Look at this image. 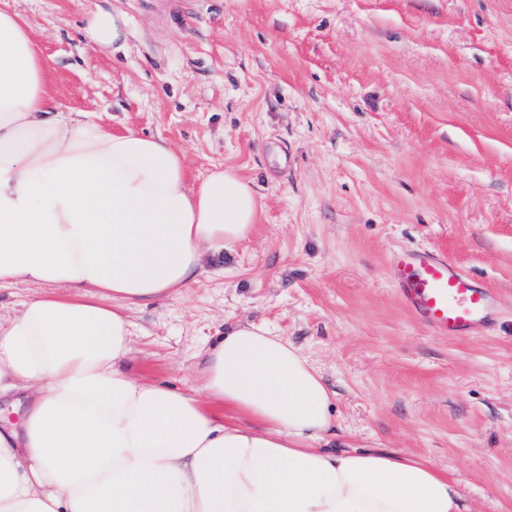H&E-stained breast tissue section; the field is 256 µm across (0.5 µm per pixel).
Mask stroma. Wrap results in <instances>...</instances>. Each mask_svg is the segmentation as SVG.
Listing matches in <instances>:
<instances>
[{
    "label": "stroma",
    "mask_w": 512,
    "mask_h": 512,
    "mask_svg": "<svg viewBox=\"0 0 512 512\" xmlns=\"http://www.w3.org/2000/svg\"><path fill=\"white\" fill-rule=\"evenodd\" d=\"M126 38L86 46L97 6ZM62 109L159 135L189 184L254 182L224 271L133 304L131 373L187 391L238 323L299 347L333 392L322 448L425 458L466 512H512V0H0ZM432 248L501 300L494 330L430 335L388 276Z\"/></svg>",
    "instance_id": "obj_1"
}]
</instances>
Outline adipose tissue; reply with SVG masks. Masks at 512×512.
I'll list each match as a JSON object with an SVG mask.
<instances>
[{
	"label": "adipose tissue",
	"mask_w": 512,
	"mask_h": 512,
	"mask_svg": "<svg viewBox=\"0 0 512 512\" xmlns=\"http://www.w3.org/2000/svg\"><path fill=\"white\" fill-rule=\"evenodd\" d=\"M49 74L0 9V284L37 288L0 318V512H463L426 460L315 448L330 393L265 325L208 351L200 394L129 372L125 302L197 282L249 236L258 193L230 168L189 186L162 137L63 111Z\"/></svg>",
	"instance_id": "ef3b65f1"
}]
</instances>
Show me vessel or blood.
Listing matches in <instances>:
<instances>
[{
    "instance_id": "vessel-or-blood-1",
    "label": "vessel or blood",
    "mask_w": 512,
    "mask_h": 512,
    "mask_svg": "<svg viewBox=\"0 0 512 512\" xmlns=\"http://www.w3.org/2000/svg\"><path fill=\"white\" fill-rule=\"evenodd\" d=\"M391 279L409 314L434 336L483 333L500 304L495 290L475 281L436 250L394 254Z\"/></svg>"
}]
</instances>
